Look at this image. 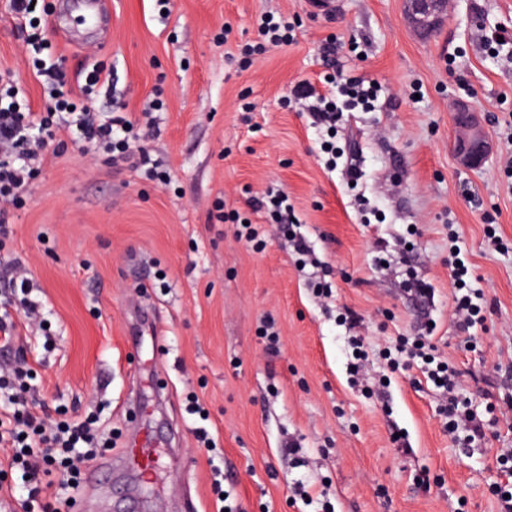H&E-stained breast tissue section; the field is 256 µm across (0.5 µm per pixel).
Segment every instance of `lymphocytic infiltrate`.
I'll list each match as a JSON object with an SVG mask.
<instances>
[{
    "instance_id": "lymphocytic-infiltrate-1",
    "label": "lymphocytic infiltrate",
    "mask_w": 512,
    "mask_h": 512,
    "mask_svg": "<svg viewBox=\"0 0 512 512\" xmlns=\"http://www.w3.org/2000/svg\"><path fill=\"white\" fill-rule=\"evenodd\" d=\"M321 55L334 74L326 80V93L315 94L308 105L315 123L329 124L336 119V95L363 104L373 102L374 83L336 71L338 45L326 39ZM38 76L48 90L44 109L32 111L29 101L13 80L0 79V242L13 233L10 218L22 208L31 185L40 173L49 147L64 141L85 144L103 150L108 164L130 163L151 180L166 182L156 159L146 145L140 144L132 119L121 113L92 111L87 101L99 84L112 77L100 64H93L82 85L70 86L61 61L40 64ZM466 265H453L456 284L453 303L456 325L469 333L485 321L473 295L466 290ZM0 282L12 288L14 298L0 302V349L13 352L15 361L0 366V447L7 449L8 466L25 475L27 492L20 506L23 512H61L63 501L53 489L76 482L83 466L108 440L101 434L93 417L47 423L39 412L46 403L31 383L33 369L23 348L17 347V328L41 322L43 308L33 299L34 285L20 260L0 268ZM426 337L416 336L402 342L399 351L405 363L421 360L425 373L446 394L442 413L449 430L465 428L470 438L485 435L484 425L458 395L457 372L448 362H433Z\"/></svg>"
}]
</instances>
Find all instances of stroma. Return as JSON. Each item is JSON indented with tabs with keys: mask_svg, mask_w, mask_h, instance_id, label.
Returning <instances> with one entry per match:
<instances>
[{
	"mask_svg": "<svg viewBox=\"0 0 512 512\" xmlns=\"http://www.w3.org/2000/svg\"><path fill=\"white\" fill-rule=\"evenodd\" d=\"M80 12L39 0L52 56L73 82L93 61L111 70L95 111L137 116L160 100L149 145L171 183L67 144L0 251V264L25 263L47 315V336L22 344L49 415L94 414L112 440L91 463L101 479L63 490L72 512H495L496 455L512 448V47L492 52L473 33L512 28V0H449L428 37L407 27L402 0H108L86 24ZM263 16L290 23L292 43L242 55ZM330 35L339 66L379 87L370 107L344 108L332 137L292 94L325 73ZM1 70L41 110L4 0ZM458 97L495 147L478 170L453 155ZM269 186L287 191L330 297L253 212ZM247 220L262 247L241 239ZM452 231L483 293L485 330L469 342L454 323ZM414 276L429 304L408 292ZM427 317L483 439L448 433L420 368L386 364ZM132 447L152 475L129 463Z\"/></svg>",
	"mask_w": 512,
	"mask_h": 512,
	"instance_id": "obj_1",
	"label": "stroma"
}]
</instances>
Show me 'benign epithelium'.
Here are the masks:
<instances>
[{"instance_id": "obj_1", "label": "benign epithelium", "mask_w": 512, "mask_h": 512, "mask_svg": "<svg viewBox=\"0 0 512 512\" xmlns=\"http://www.w3.org/2000/svg\"><path fill=\"white\" fill-rule=\"evenodd\" d=\"M407 27L426 36L442 28L448 20V0H404ZM455 137L453 153L457 164L467 170L484 166L493 144L486 132L485 119L467 101L453 105Z\"/></svg>"}]
</instances>
